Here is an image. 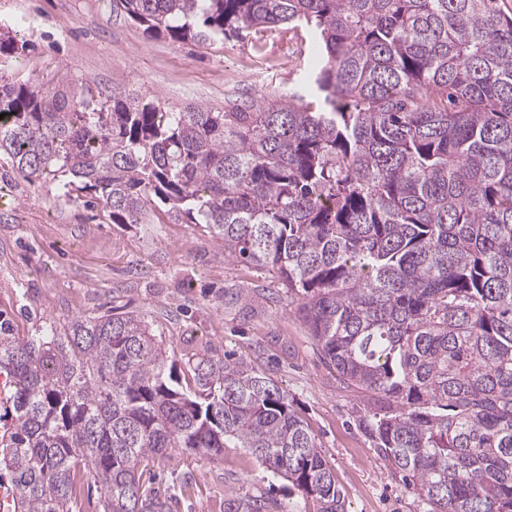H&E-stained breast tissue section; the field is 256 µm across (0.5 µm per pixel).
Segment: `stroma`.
<instances>
[{
    "label": "stroma",
    "mask_w": 512,
    "mask_h": 512,
    "mask_svg": "<svg viewBox=\"0 0 512 512\" xmlns=\"http://www.w3.org/2000/svg\"><path fill=\"white\" fill-rule=\"evenodd\" d=\"M0 29L25 48L8 74L38 84L65 71L102 91L119 86L176 107L298 92L322 102L305 74L307 28H274L204 44L147 36L110 0H0ZM0 316L17 336L49 322L98 316L109 305L145 316L176 357L229 354L270 373L317 437L346 512H427L358 427L363 402L321 362L296 305L272 274L228 262L197 224H110L102 210L58 200L0 167ZM173 489V512H224L260 497L269 512H316L246 449L174 451L142 475Z\"/></svg>",
    "instance_id": "stroma-1"
}]
</instances>
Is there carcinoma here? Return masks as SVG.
<instances>
[{"label":"carcinoma","instance_id":"1","mask_svg":"<svg viewBox=\"0 0 512 512\" xmlns=\"http://www.w3.org/2000/svg\"><path fill=\"white\" fill-rule=\"evenodd\" d=\"M499 0H112L150 36L308 27L319 108L295 93L178 108L62 74L0 76V161L113 224H201L272 272L320 359L365 401L359 427L429 512H512V14ZM0 32V70L16 59ZM0 485L13 512H172L142 472L172 451L244 448L344 512L279 383L140 314L34 339L0 322ZM224 501V512H265ZM82 483L78 502L80 512H101L104 499L102 490L91 483L88 476L84 477Z\"/></svg>","mask_w":512,"mask_h":512}]
</instances>
